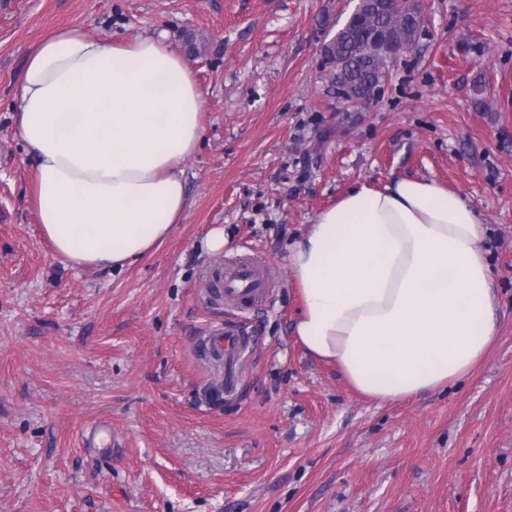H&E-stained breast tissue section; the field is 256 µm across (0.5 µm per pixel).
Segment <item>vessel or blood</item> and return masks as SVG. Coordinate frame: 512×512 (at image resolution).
I'll list each match as a JSON object with an SVG mask.
<instances>
[{
	"label": "vessel or blood",
	"mask_w": 512,
	"mask_h": 512,
	"mask_svg": "<svg viewBox=\"0 0 512 512\" xmlns=\"http://www.w3.org/2000/svg\"><path fill=\"white\" fill-rule=\"evenodd\" d=\"M209 285L225 302L241 308L253 307L270 287L261 261L234 257L225 260L223 269L212 277ZM243 334L240 324L229 320L214 329L208 340L211 350L224 357V383L228 386L236 385L238 369L249 350Z\"/></svg>",
	"instance_id": "obj_1"
}]
</instances>
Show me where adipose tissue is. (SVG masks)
I'll return each instance as SVG.
<instances>
[{"mask_svg": "<svg viewBox=\"0 0 512 512\" xmlns=\"http://www.w3.org/2000/svg\"><path fill=\"white\" fill-rule=\"evenodd\" d=\"M13 119L40 231L71 265L124 269L181 223L204 94L165 34L52 31L24 63ZM486 235L474 206L437 183L355 184L288 252L297 344L378 404L464 379L497 340Z\"/></svg>", "mask_w": 512, "mask_h": 512, "instance_id": "ef3b65f1", "label": "adipose tissue"}]
</instances>
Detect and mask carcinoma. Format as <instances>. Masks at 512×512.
<instances>
[{"label":"carcinoma","instance_id":"carcinoma-1","mask_svg":"<svg viewBox=\"0 0 512 512\" xmlns=\"http://www.w3.org/2000/svg\"><path fill=\"white\" fill-rule=\"evenodd\" d=\"M417 29L406 0H396L389 12L379 10L373 0H361L358 16L338 28L325 47L326 61L334 65L336 95L352 103L376 99L392 70L387 43L409 47Z\"/></svg>","mask_w":512,"mask_h":512}]
</instances>
